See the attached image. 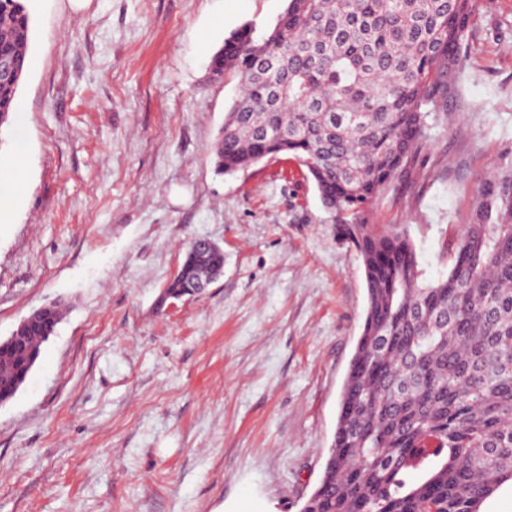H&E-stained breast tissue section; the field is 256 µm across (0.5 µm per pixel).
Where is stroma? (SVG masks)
<instances>
[{"mask_svg":"<svg viewBox=\"0 0 512 512\" xmlns=\"http://www.w3.org/2000/svg\"><path fill=\"white\" fill-rule=\"evenodd\" d=\"M288 0H27L31 66L0 128V337L67 310L0 406V512H300L322 476L367 305L361 261L292 156L233 176L210 148L233 84L207 65ZM468 56L422 180L389 189L426 278L512 166V0H473ZM26 158L21 181L7 179ZM224 272L163 294L186 245Z\"/></svg>","mask_w":512,"mask_h":512,"instance_id":"obj_1","label":"stroma"}]
</instances>
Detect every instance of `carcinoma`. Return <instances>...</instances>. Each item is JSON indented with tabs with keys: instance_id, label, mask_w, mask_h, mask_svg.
Returning <instances> with one entry per match:
<instances>
[{
	"instance_id": "carcinoma-1",
	"label": "carcinoma",
	"mask_w": 512,
	"mask_h": 512,
	"mask_svg": "<svg viewBox=\"0 0 512 512\" xmlns=\"http://www.w3.org/2000/svg\"><path fill=\"white\" fill-rule=\"evenodd\" d=\"M470 12L471 0H288L272 28L245 24L210 59L209 78L237 86L211 148L215 171L293 155L363 265L361 333L302 512H482L512 483V167L479 185L436 280L407 230L370 223L433 126L448 123ZM31 25L26 0H0V58L16 73L0 83V127L14 112ZM223 262L221 250L189 243L166 294L189 293ZM60 319L56 305L25 330L21 364L0 365L1 387L39 361Z\"/></svg>"
}]
</instances>
